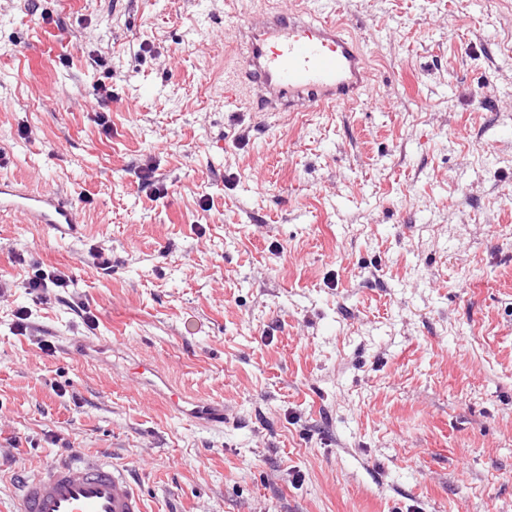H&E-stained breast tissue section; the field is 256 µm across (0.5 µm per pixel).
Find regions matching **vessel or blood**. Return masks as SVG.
Listing matches in <instances>:
<instances>
[{
  "label": "vessel or blood",
  "mask_w": 512,
  "mask_h": 512,
  "mask_svg": "<svg viewBox=\"0 0 512 512\" xmlns=\"http://www.w3.org/2000/svg\"><path fill=\"white\" fill-rule=\"evenodd\" d=\"M345 18L313 22L294 12L250 19L237 29L243 47V75L224 79V97L233 100L247 79L265 112L345 111L358 106L371 86V71ZM0 211L30 224L78 231L70 202L59 193L34 191L0 180ZM166 403L182 417L205 427L223 424V404L169 389ZM13 512H145L143 496L127 469L98 459L77 458L19 475Z\"/></svg>",
  "instance_id": "b4317fda"
}]
</instances>
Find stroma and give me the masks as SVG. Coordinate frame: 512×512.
Returning a JSON list of instances; mask_svg holds the SVG:
<instances>
[{
	"label": "stroma",
	"mask_w": 512,
	"mask_h": 512,
	"mask_svg": "<svg viewBox=\"0 0 512 512\" xmlns=\"http://www.w3.org/2000/svg\"><path fill=\"white\" fill-rule=\"evenodd\" d=\"M334 2L370 89L266 117L224 72L282 0H0V178L81 226L0 214V512L66 444L147 512H512V0ZM41 271L24 282V288L30 292H40L42 297L43 294L48 293V288H69L71 280L65 271L60 269ZM149 385L160 381L168 393H162L166 403L182 417L205 427L224 424V404L201 400L172 387L164 372L154 363H141L136 371Z\"/></svg>",
	"instance_id": "obj_1"
}]
</instances>
